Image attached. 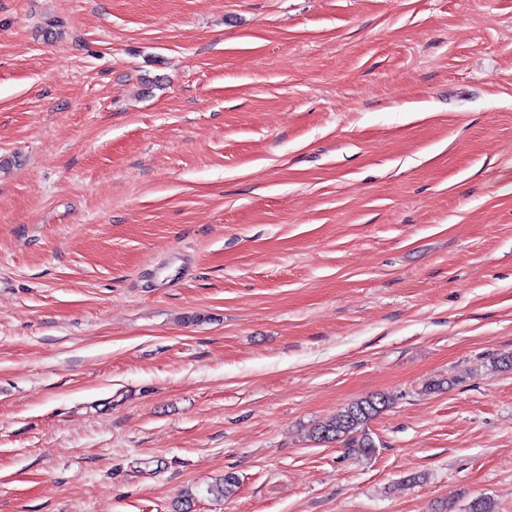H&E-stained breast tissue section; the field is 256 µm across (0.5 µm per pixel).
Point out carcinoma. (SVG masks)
<instances>
[{"mask_svg": "<svg viewBox=\"0 0 512 512\" xmlns=\"http://www.w3.org/2000/svg\"><path fill=\"white\" fill-rule=\"evenodd\" d=\"M390 404L391 398L382 394L359 399L320 425L317 438L327 442L344 440L355 455L369 457L375 452L376 444L368 432V424ZM235 487L236 478L226 474L209 488V492L228 498L234 494Z\"/></svg>", "mask_w": 512, "mask_h": 512, "instance_id": "1", "label": "carcinoma"}]
</instances>
